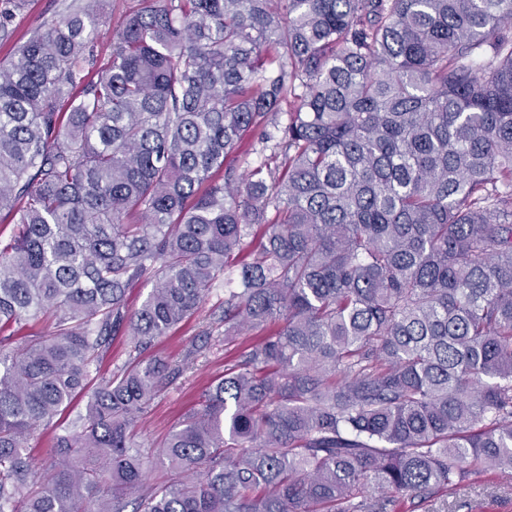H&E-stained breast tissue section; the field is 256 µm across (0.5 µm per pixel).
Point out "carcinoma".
<instances>
[{
    "label": "carcinoma",
    "mask_w": 512,
    "mask_h": 512,
    "mask_svg": "<svg viewBox=\"0 0 512 512\" xmlns=\"http://www.w3.org/2000/svg\"><path fill=\"white\" fill-rule=\"evenodd\" d=\"M141 2L92 74L75 2L0 65V512H383L512 471V0ZM219 288L224 344L279 326L146 489L133 427L182 367L90 366ZM127 336H115L109 350L92 366L89 386L93 387L102 377H109L132 361ZM57 430L54 426H40L29 438L27 446L32 448V455L36 465L40 466L47 448H51L55 441Z\"/></svg>",
    "instance_id": "1"
}]
</instances>
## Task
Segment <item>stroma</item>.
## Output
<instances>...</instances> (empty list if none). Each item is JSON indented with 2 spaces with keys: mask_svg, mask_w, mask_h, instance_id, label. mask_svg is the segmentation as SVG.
<instances>
[{
  "mask_svg": "<svg viewBox=\"0 0 512 512\" xmlns=\"http://www.w3.org/2000/svg\"><path fill=\"white\" fill-rule=\"evenodd\" d=\"M71 0H24L9 26V35L0 38V62L7 61L15 49L24 43L45 22L59 18ZM104 15L101 34L94 57L86 63V71L103 67L110 58L112 37L137 6V0H99ZM217 296L207 297L197 314L183 322L169 335L157 338L144 354V359L168 365H184L183 360L191 345L201 346L202 351L192 365H184L183 374L167 384L151 402L147 411L136 423L139 442L149 452L146 461V484L162 483L165 468L158 460L159 444L176 423L198 407V397L203 388L224 371L229 352L224 345V328L214 324L211 311ZM455 512H512V473L491 471L467 489L454 495Z\"/></svg>",
  "mask_w": 512,
  "mask_h": 512,
  "instance_id": "stroma-1",
  "label": "stroma"
}]
</instances>
